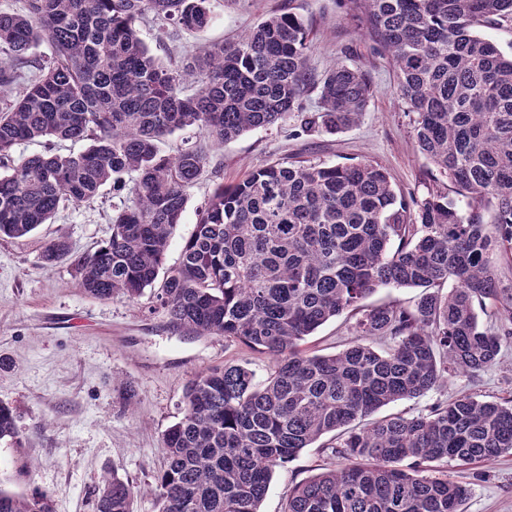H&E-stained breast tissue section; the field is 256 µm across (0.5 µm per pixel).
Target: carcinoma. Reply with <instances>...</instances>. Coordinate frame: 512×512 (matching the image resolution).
Masks as SVG:
<instances>
[{
	"instance_id": "obj_1",
	"label": "carcinoma",
	"mask_w": 512,
	"mask_h": 512,
	"mask_svg": "<svg viewBox=\"0 0 512 512\" xmlns=\"http://www.w3.org/2000/svg\"><path fill=\"white\" fill-rule=\"evenodd\" d=\"M295 2L232 43L168 64L140 38L138 22L199 31L214 19L213 0H24L0 11V158L40 138L90 141L77 154H34L0 174V236L27 237L62 203L110 185L122 197L111 238L77 255L51 240L43 260L70 258L81 288L100 300L137 299L160 279L174 329L272 360L262 383L229 362L188 382L150 487L158 512H260L274 470L329 434L325 449L338 463L297 483L283 512H464L472 488L448 479L444 466L512 452V404L461 393L410 415L373 414L495 366L512 338V325L478 320L490 304L512 322V287L497 274L512 254V54L474 33L512 22V0H358L418 115L419 151L459 198L399 196L370 162H270L218 185L180 264L164 268L207 165L200 148L163 150L169 136L192 129L221 144L290 117L304 132L337 133L369 103L361 71L311 70ZM42 44L52 54L37 62ZM32 63L38 74L20 80ZM314 85L320 109L307 112L302 98ZM379 288L420 293L410 306L364 310L359 339L337 354L302 348ZM5 438L19 444L13 410L0 404ZM134 496L114 471L95 512H134ZM0 512L54 510L44 492L0 487Z\"/></svg>"
}]
</instances>
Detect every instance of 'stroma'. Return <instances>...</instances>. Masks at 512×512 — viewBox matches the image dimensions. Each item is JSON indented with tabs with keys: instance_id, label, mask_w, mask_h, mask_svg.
I'll return each instance as SVG.
<instances>
[{
	"instance_id": "1",
	"label": "stroma",
	"mask_w": 512,
	"mask_h": 512,
	"mask_svg": "<svg viewBox=\"0 0 512 512\" xmlns=\"http://www.w3.org/2000/svg\"><path fill=\"white\" fill-rule=\"evenodd\" d=\"M283 0H215V19L197 32H181L177 49L197 51L236 40L277 10ZM312 40L309 65L324 73L336 63L360 69L373 94L351 128L337 133H298L289 119L213 146L181 224L170 239L165 268L179 264L195 229L196 209L219 184H231L269 161L372 162L389 174L398 194L454 193L419 152L415 115L401 98L395 70L351 0H296ZM120 199L103 189L80 205L63 204L32 235L0 237V404L16 416L21 447L0 441V487L49 494L54 512H95L105 476L118 472L138 489L134 512H157L148 494L164 465L166 429L183 415L188 381L205 368L248 361L257 379L269 371L267 356L219 336H190L173 329L155 307V292L136 300H99L80 287L70 260L43 263L46 242L66 239L75 253L94 251L112 235ZM356 312L343 313L308 337L309 352L331 355L352 340ZM499 364L472 377L457 374L440 389L382 408V415L414 412L459 393L486 401L512 398V342ZM319 445L304 449L275 470L261 512H283L293 486L334 466ZM451 479L470 483L466 512H512V454L491 464H449Z\"/></svg>"
}]
</instances>
